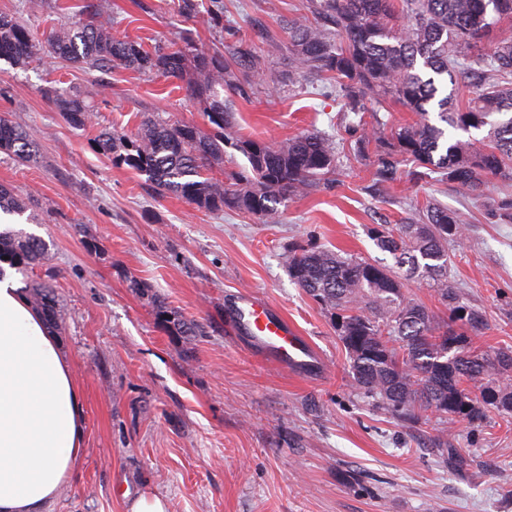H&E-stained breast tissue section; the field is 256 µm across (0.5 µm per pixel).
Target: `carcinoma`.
<instances>
[{
	"mask_svg": "<svg viewBox=\"0 0 512 512\" xmlns=\"http://www.w3.org/2000/svg\"><path fill=\"white\" fill-rule=\"evenodd\" d=\"M512 0H307L305 12L286 22L288 38L271 40L288 53V85L320 81L336 87L343 111L358 116L370 100H392L415 115L397 129L376 175L395 178L397 167L414 164L417 180L432 179L472 195L484 193L494 177L512 176ZM209 52L192 42L146 49L112 33L97 8L87 21L61 25L46 35L49 56L81 69L125 68L168 78L188 77L187 92L201 107L210 130L170 124L151 115L132 135L104 131L97 149L115 166L144 177L157 194H174L197 210L224 208L275 222L278 205L335 180L338 153L328 137L308 132L278 144L262 139L236 142L246 165L212 175L223 163L224 129L230 112L220 89L245 94L263 73L245 35ZM37 58L30 31L0 13V59L26 64ZM473 85L460 106L445 84ZM48 95L65 121L85 127L92 117L91 90ZM475 129L480 138L461 140L448 129ZM0 151L22 162L38 159L35 135L16 119L0 116ZM27 202L0 187V215H23ZM466 227L458 214L432 204L395 229L375 230L377 247L391 268L313 245H296L285 255L290 276L331 313L350 360L353 386L378 407L420 421L435 413L450 421L478 420L483 409L512 416V346L488 360L473 347L483 314L448 286V244H460ZM44 241L31 234L0 231V259L26 269L42 259ZM428 281L449 307L440 326L426 306L407 299L394 268ZM31 306L55 325L57 292L47 282L31 286ZM166 323L192 339L199 326L172 311ZM495 378L482 383L489 371Z\"/></svg>",
	"mask_w": 512,
	"mask_h": 512,
	"instance_id": "obj_1",
	"label": "carcinoma"
}]
</instances>
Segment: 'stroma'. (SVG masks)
Returning <instances> with one entry per match:
<instances>
[{
	"label": "stroma",
	"instance_id": "obj_1",
	"mask_svg": "<svg viewBox=\"0 0 512 512\" xmlns=\"http://www.w3.org/2000/svg\"><path fill=\"white\" fill-rule=\"evenodd\" d=\"M0 0L36 39L82 19L90 0ZM181 0H106L118 35L157 46L187 39L215 50L231 44L180 10ZM302 0H232L224 20L265 56L263 82L248 95L225 91L228 137L279 143L307 131L334 142L385 138L410 122L398 104L380 122L349 130L341 101L316 86L286 91L288 60L268 38ZM98 86L92 121L68 125L53 89ZM39 139L37 162L0 152V185L29 199L39 221L17 227L42 238L40 263L21 285L50 281L60 318L53 332L84 401L82 452L49 512H129L161 497L168 512H512V417L448 424L440 416L405 423L352 386L347 353L330 314L288 273L289 245L312 243L393 265L372 232L438 202L465 224L448 248V283L482 311L475 342L485 354L512 346V220L500 210L501 180L482 196L413 180L379 182L377 144L344 158L333 184L289 200L279 223L224 209L199 211L147 191L96 148L104 129L136 132L152 112L203 125L185 84L118 68L71 67L48 53L27 65L0 60V114ZM269 302L315 346L321 367L285 370L252 351L235 322L242 294ZM200 324L193 340L174 335L147 296Z\"/></svg>",
	"mask_w": 512,
	"mask_h": 512
}]
</instances>
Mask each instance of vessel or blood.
<instances>
[{
    "mask_svg": "<svg viewBox=\"0 0 512 512\" xmlns=\"http://www.w3.org/2000/svg\"><path fill=\"white\" fill-rule=\"evenodd\" d=\"M235 316L252 344L279 367L288 369L316 362V352L307 339L299 336L264 300L255 296L242 298Z\"/></svg>",
    "mask_w": 512,
    "mask_h": 512,
    "instance_id": "vessel-or-blood-1",
    "label": "vessel or blood"
}]
</instances>
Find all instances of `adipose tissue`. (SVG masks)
Listing matches in <instances>:
<instances>
[{"mask_svg":"<svg viewBox=\"0 0 512 512\" xmlns=\"http://www.w3.org/2000/svg\"><path fill=\"white\" fill-rule=\"evenodd\" d=\"M82 393L48 324L0 267V512H44L79 458Z\"/></svg>","mask_w":512,"mask_h":512,"instance_id":"adipose-tissue-1","label":"adipose tissue"}]
</instances>
